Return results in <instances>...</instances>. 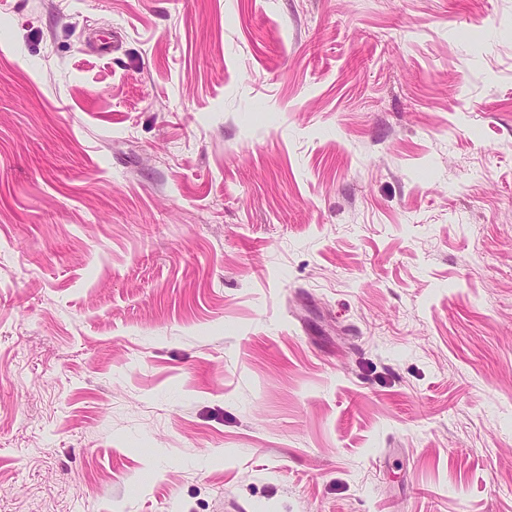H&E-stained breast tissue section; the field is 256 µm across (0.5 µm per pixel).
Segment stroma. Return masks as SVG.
Here are the masks:
<instances>
[{
  "label": "stroma",
  "instance_id": "1",
  "mask_svg": "<svg viewBox=\"0 0 512 512\" xmlns=\"http://www.w3.org/2000/svg\"><path fill=\"white\" fill-rule=\"evenodd\" d=\"M0 512H512V0H0Z\"/></svg>",
  "mask_w": 512,
  "mask_h": 512
}]
</instances>
